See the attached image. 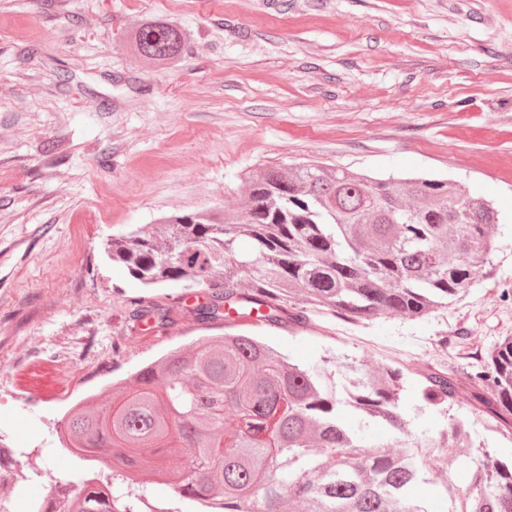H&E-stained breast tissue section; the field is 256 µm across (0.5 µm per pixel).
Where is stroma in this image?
<instances>
[{
	"label": "stroma",
	"instance_id": "obj_1",
	"mask_svg": "<svg viewBox=\"0 0 512 512\" xmlns=\"http://www.w3.org/2000/svg\"><path fill=\"white\" fill-rule=\"evenodd\" d=\"M147 19L181 27L189 52L134 56ZM311 160L448 178L500 212L489 273L448 308L257 331L341 386L348 367L407 355L401 405L439 431L447 415L417 394L426 347L449 336L484 355L512 312V0H0V431L25 494L74 469L52 440L76 401L206 333L185 318L134 331L135 304L182 290L142 287L107 240L242 211L250 173Z\"/></svg>",
	"mask_w": 512,
	"mask_h": 512
}]
</instances>
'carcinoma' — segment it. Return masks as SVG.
Wrapping results in <instances>:
<instances>
[{"instance_id": "carcinoma-1", "label": "carcinoma", "mask_w": 512, "mask_h": 512, "mask_svg": "<svg viewBox=\"0 0 512 512\" xmlns=\"http://www.w3.org/2000/svg\"><path fill=\"white\" fill-rule=\"evenodd\" d=\"M133 49L165 65L189 46L177 25L149 21ZM499 222L492 202L449 180L303 164L248 176L241 217L176 214L161 219V235L112 236L107 253L142 285L204 290L205 301L188 306L182 295L178 307L224 334L176 346L75 405L59 430L76 461L73 492L42 512H140L162 476L189 512H283L287 500L304 512H429L411 489L433 469L448 471V512H512V462L472 439L478 424L512 435V336L466 372L472 417L415 433L400 402L406 368L339 389L328 369L293 363L236 323L253 315L263 328L298 332L317 319L421 317L484 275L494 247L488 227ZM130 319L158 332L175 322L158 304L138 305ZM421 377V408H462L454 371L429 367ZM374 425L385 435L369 440ZM176 438L190 455L171 447ZM445 441L456 449L447 460L435 452ZM90 454L117 462V481L84 469ZM460 460L469 469L462 488L453 479Z\"/></svg>"}]
</instances>
